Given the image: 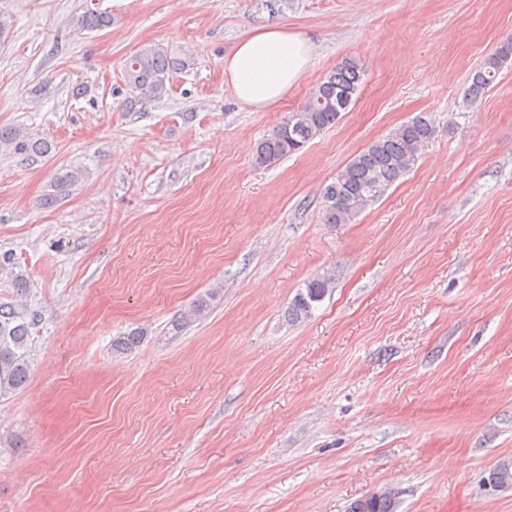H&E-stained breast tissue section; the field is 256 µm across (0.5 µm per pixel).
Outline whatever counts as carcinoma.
<instances>
[{"instance_id":"1","label":"carcinoma","mask_w":512,"mask_h":512,"mask_svg":"<svg viewBox=\"0 0 512 512\" xmlns=\"http://www.w3.org/2000/svg\"><path fill=\"white\" fill-rule=\"evenodd\" d=\"M80 30H101L112 24L111 16L87 10L73 18ZM512 61V39L500 47L475 70L464 96L467 104L477 103L492 86L505 64ZM177 59L160 45H144L125 62V78L132 89L128 107L145 99H160L168 92L170 76ZM362 67L345 60L328 73L312 90L304 105L277 125L257 145L254 162L267 167L300 151L307 143L336 126L348 111L361 88ZM435 134L433 122L419 116L395 132L379 138L356 153L340 169L322 194L323 215L327 224H347L374 198L403 177L418 159L419 153ZM0 145L21 160L45 157L51 145L17 128L0 127ZM71 171L58 172L53 179L55 193L43 199L52 205L74 185ZM334 275H316L305 284L288 306V320L301 322L311 316L314 305L332 290ZM40 314L24 304L0 301V397L20 390L30 367V329ZM485 483L494 488L512 486V462L503 461L488 471ZM395 494L389 490L353 501L348 512H396Z\"/></svg>"}]
</instances>
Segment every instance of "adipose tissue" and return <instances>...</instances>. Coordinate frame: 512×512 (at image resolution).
<instances>
[{"label":"adipose tissue","mask_w":512,"mask_h":512,"mask_svg":"<svg viewBox=\"0 0 512 512\" xmlns=\"http://www.w3.org/2000/svg\"><path fill=\"white\" fill-rule=\"evenodd\" d=\"M311 41L279 26H265L242 38L224 58V78L237 99L256 110L283 101L309 69Z\"/></svg>","instance_id":"1"}]
</instances>
